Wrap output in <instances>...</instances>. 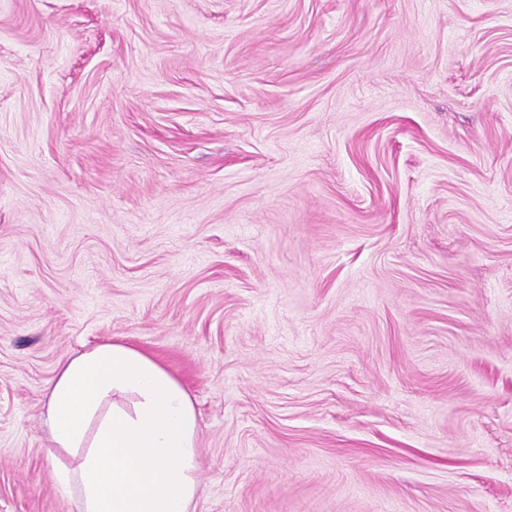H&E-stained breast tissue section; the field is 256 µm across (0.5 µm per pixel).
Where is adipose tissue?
<instances>
[{
    "instance_id": "obj_1",
    "label": "adipose tissue",
    "mask_w": 512,
    "mask_h": 512,
    "mask_svg": "<svg viewBox=\"0 0 512 512\" xmlns=\"http://www.w3.org/2000/svg\"><path fill=\"white\" fill-rule=\"evenodd\" d=\"M57 493L77 512H190L200 488L191 395L150 354L99 343L62 363L46 392Z\"/></svg>"
}]
</instances>
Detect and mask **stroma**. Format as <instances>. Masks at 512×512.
Returning a JSON list of instances; mask_svg holds the SVG:
<instances>
[{
  "label": "stroma",
  "instance_id": "obj_1",
  "mask_svg": "<svg viewBox=\"0 0 512 512\" xmlns=\"http://www.w3.org/2000/svg\"><path fill=\"white\" fill-rule=\"evenodd\" d=\"M112 340L191 512H512V0H0V512Z\"/></svg>",
  "mask_w": 512,
  "mask_h": 512
}]
</instances>
